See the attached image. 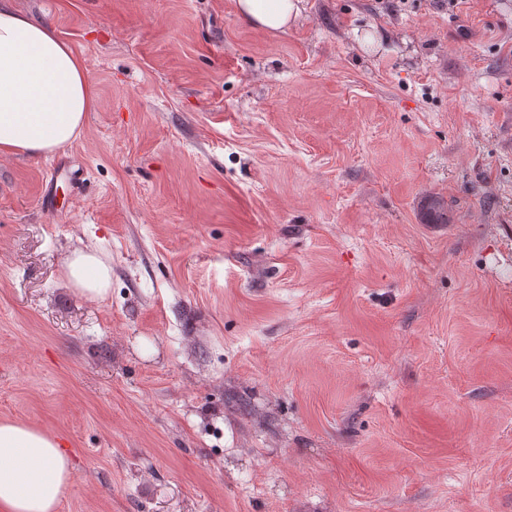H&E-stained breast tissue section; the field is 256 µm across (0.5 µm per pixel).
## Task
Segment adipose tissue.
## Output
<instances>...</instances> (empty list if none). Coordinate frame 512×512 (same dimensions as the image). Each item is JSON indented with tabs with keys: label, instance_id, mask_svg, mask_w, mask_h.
<instances>
[{
	"label": "adipose tissue",
	"instance_id": "ef3b65f1",
	"mask_svg": "<svg viewBox=\"0 0 512 512\" xmlns=\"http://www.w3.org/2000/svg\"><path fill=\"white\" fill-rule=\"evenodd\" d=\"M265 31L288 28L303 0H236ZM97 105L84 60L50 26L0 0V155L47 157L69 145ZM65 280L82 296L104 298L112 268L96 244L75 249ZM72 478L57 438L17 421L0 422V512H55Z\"/></svg>",
	"mask_w": 512,
	"mask_h": 512
}]
</instances>
